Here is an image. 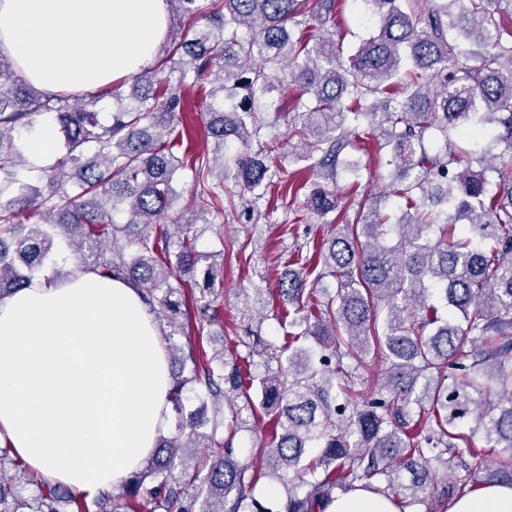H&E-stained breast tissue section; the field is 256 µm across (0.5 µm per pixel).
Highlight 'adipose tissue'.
Listing matches in <instances>:
<instances>
[{
    "label": "adipose tissue",
    "instance_id": "1",
    "mask_svg": "<svg viewBox=\"0 0 512 512\" xmlns=\"http://www.w3.org/2000/svg\"><path fill=\"white\" fill-rule=\"evenodd\" d=\"M167 23L168 0H0V55L45 94L94 92L150 65ZM169 389L156 316L128 282L83 269L0 300V447L43 479L111 491L171 428ZM326 512L399 510L359 487ZM448 512H512V486Z\"/></svg>",
    "mask_w": 512,
    "mask_h": 512
}]
</instances>
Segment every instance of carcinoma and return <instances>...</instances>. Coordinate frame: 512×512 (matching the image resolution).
I'll list each match as a JSON object with an SVG mask.
<instances>
[{"label":"carcinoma","instance_id":"obj_1","mask_svg":"<svg viewBox=\"0 0 512 512\" xmlns=\"http://www.w3.org/2000/svg\"><path fill=\"white\" fill-rule=\"evenodd\" d=\"M170 2L176 32L154 66L104 92L113 102L107 123L44 95L0 55V300L30 286L65 242L163 314L175 310L172 297L198 286L195 332L204 335L224 262L197 250L194 224L224 209L225 179L258 197L272 183L265 159L278 144L261 139L258 112L274 93L294 102L289 136L326 181L341 165L357 173L343 155L359 129L383 139L389 195L401 204L397 220L371 208L314 248L335 291L301 271L281 275L289 332L276 368L260 378L248 372L267 348L258 335L235 337L246 355L220 354L215 368L181 359L170 392L174 430L131 477L155 483L149 512H275L276 501L254 496L264 478L284 488V512H325L335 490L358 482L400 512L426 495L448 512L471 483L512 485V0H353L356 19L366 9L376 29L346 63L331 35L294 32L332 17L337 0ZM207 79V137L218 150L239 148L219 172L204 154L186 163L165 140L188 135L178 129L188 108L181 92ZM41 112L56 113L66 154L23 175L20 131ZM450 132L472 149L456 150ZM187 166L195 191L162 225ZM306 206L333 212L336 194L319 186ZM25 213L39 220L24 224ZM375 360L387 364L379 393L359 401L351 383ZM199 386L205 399L186 409ZM261 413L273 423L272 444L257 449L261 464H244L232 444ZM485 447L499 449V460L484 464ZM190 448L216 452L192 467ZM8 461L0 448V512H55L51 488L23 497L4 483ZM98 508L130 505L120 494Z\"/></svg>","mask_w":512,"mask_h":512}]
</instances>
